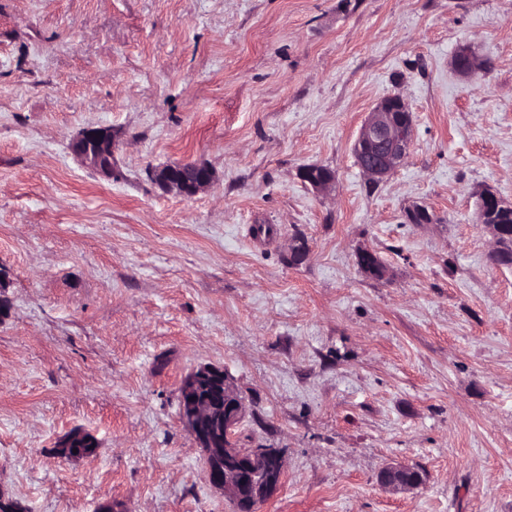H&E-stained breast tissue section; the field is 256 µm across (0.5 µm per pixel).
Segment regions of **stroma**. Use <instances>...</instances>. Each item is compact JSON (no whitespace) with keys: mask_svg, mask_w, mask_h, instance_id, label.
I'll list each match as a JSON object with an SVG mask.
<instances>
[{"mask_svg":"<svg viewBox=\"0 0 512 512\" xmlns=\"http://www.w3.org/2000/svg\"><path fill=\"white\" fill-rule=\"evenodd\" d=\"M465 44L488 71L454 70ZM394 93L415 137L376 182L352 146ZM95 126L118 179L71 151ZM190 161L216 176L190 199L146 173ZM485 187L512 203V0H0V491L234 512L178 413L215 365L238 446L286 460L259 512H512V266ZM77 428L95 455L59 459ZM390 464L420 485L383 487ZM476 196L478 223L483 224L493 235L494 240H492L495 244L493 254L499 248L500 239V234L494 224L499 227L501 232V248L492 256V260L499 265L512 266V204L511 207L501 208L496 211L492 218L494 224H491L489 220L491 209L504 200L490 189H482Z\"/></svg>","mask_w":512,"mask_h":512,"instance_id":"1","label":"stroma"}]
</instances>
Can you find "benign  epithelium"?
I'll return each mask as SVG.
<instances>
[{"label":"benign epithelium","mask_w":512,"mask_h":512,"mask_svg":"<svg viewBox=\"0 0 512 512\" xmlns=\"http://www.w3.org/2000/svg\"><path fill=\"white\" fill-rule=\"evenodd\" d=\"M453 66L463 75H476L488 67L469 47L457 51ZM414 137L411 110L397 93L380 100L368 113L353 145L360 170L372 180H380L402 163ZM115 136L109 127H88L72 143V151L105 178L113 173L112 154ZM194 175L173 176L170 166L151 169V176L167 192L191 198L208 187L213 176L200 172L201 165L191 164ZM503 202L489 189L477 193L478 223L489 229L493 243L500 234L489 217L491 209ZM208 383L224 394V404L210 405L199 397V388ZM245 406L235 392L227 372L216 366H201L190 372L180 387L179 416L194 436L203 453L210 483L232 501L235 512H256V506L270 499L280 488L286 472L283 454L275 448L242 449L236 441V428ZM407 466H388L379 482L392 490L412 489L421 483Z\"/></svg>","instance_id":"obj_1"}]
</instances>
